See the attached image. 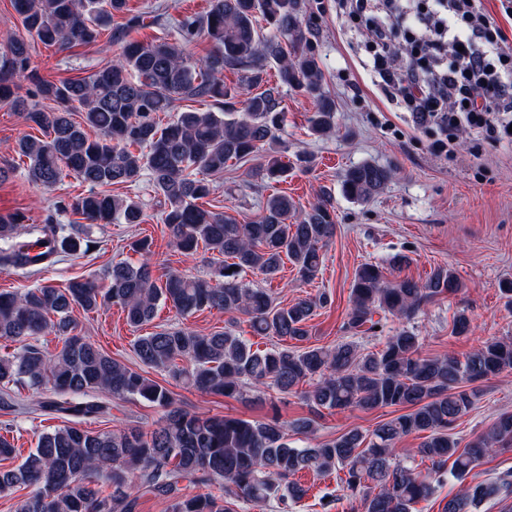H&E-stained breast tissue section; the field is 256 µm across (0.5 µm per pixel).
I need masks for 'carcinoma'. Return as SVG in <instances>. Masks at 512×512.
Returning <instances> with one entry per match:
<instances>
[{
  "mask_svg": "<svg viewBox=\"0 0 512 512\" xmlns=\"http://www.w3.org/2000/svg\"><path fill=\"white\" fill-rule=\"evenodd\" d=\"M26 33L46 47L94 44L112 29L114 15L126 0H12ZM308 0H213L201 18L172 20L178 39L144 43L115 32L120 52L105 66L81 78L45 80L31 68L29 46L14 40L0 50V107L17 112L23 123L42 136L24 134L13 151L28 160L31 182L45 188L71 175L85 184L84 194L54 200L40 224H31L18 240L21 221L0 214V272L27 278L49 268L64 255L86 254L98 246L91 225L141 224V202L111 193L138 182L143 175L163 197L162 224L171 245L188 256L203 248L213 255L207 277L164 270L150 261L152 242L133 243L143 256L137 265L119 262L106 270L105 284L70 279L0 292V341L13 350L0 356V407L17 402L12 389L28 392L27 414L59 415L67 424L36 433V445L13 468L0 469V493L21 486L33 492L16 512H135L137 483L171 500V512H230L229 504L275 501L282 512L308 493L293 480L302 471L334 470L343 496L361 512H413L433 496L435 476L449 472L463 481L486 459L512 450V414H502L483 434L465 446L450 433L479 396L482 382L512 371V338H493L464 359L451 355L423 357L420 338L401 328L383 347L363 354L341 341L331 348L298 344L309 340L308 322L327 296L301 298L291 305L274 304L263 288L243 283L251 271L266 280L290 262L302 282L318 277L323 248L336 234L335 201L324 194L310 210H298L286 194L268 196L261 213L249 221L212 211L200 203L212 189L209 177L224 174L232 160L260 156L250 177L260 183L287 177L281 159L279 131L282 98L279 87L249 94L243 111L224 99L234 98L224 71L239 73V85L256 88L271 62L280 83L309 95L316 109L310 130L326 136L336 129V102L325 91V78L310 45L306 20ZM270 26L260 32L257 18ZM211 45L197 59L185 46L199 36ZM31 81L25 99L16 79ZM212 100L218 111L184 109L161 123L183 100ZM81 110L80 123L70 119ZM394 171L372 162L347 169L341 192L353 203L378 195ZM71 212L82 224H61ZM408 264L403 254L384 263H365L355 272L351 308L345 329L377 327L383 312L410 320L435 299L462 290V282L446 265L428 277L388 278ZM168 303L183 317L216 310L248 317L253 334L289 339L292 347L253 348L245 337L226 328L198 334L167 327L140 336L135 353L151 369L165 371L198 391L237 398L245 385L288 396L304 382L301 397L313 417L285 425L274 417L259 422L231 416H207L175 405L171 392L153 379L114 360L77 331L72 317L80 308L94 312L118 306L126 323L139 329L156 316L158 303ZM61 347L50 352L43 338ZM185 360L188 367H179ZM105 391L114 399L143 398L162 409L153 428L93 433L80 426L88 418L109 414L110 407L90 396ZM399 407L405 410L379 424L371 436L352 429L304 448L288 442V432L311 435L322 410L353 411ZM14 425L0 423V459L17 456L7 434ZM422 438L411 455L429 461L426 472L397 458L403 438ZM184 481L217 491L182 493ZM112 492L105 493V488ZM512 498V472L469 483L450 498L443 512H474L481 504Z\"/></svg>",
  "mask_w": 512,
  "mask_h": 512,
  "instance_id": "cac0c4a2",
  "label": "carcinoma"
}]
</instances>
